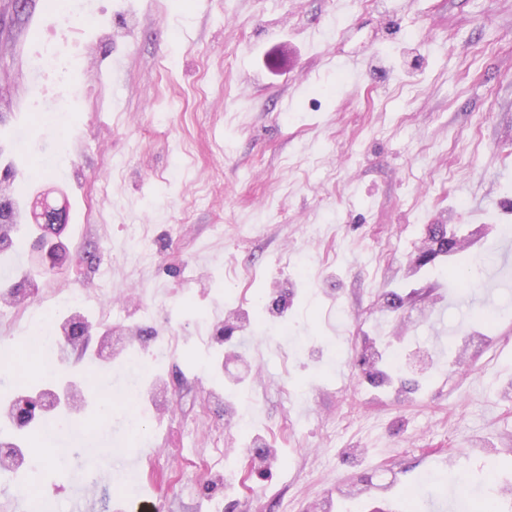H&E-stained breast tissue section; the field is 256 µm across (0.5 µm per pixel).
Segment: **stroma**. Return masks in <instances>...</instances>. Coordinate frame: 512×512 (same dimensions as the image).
Wrapping results in <instances>:
<instances>
[{"label": "stroma", "instance_id": "obj_1", "mask_svg": "<svg viewBox=\"0 0 512 512\" xmlns=\"http://www.w3.org/2000/svg\"><path fill=\"white\" fill-rule=\"evenodd\" d=\"M42 41L100 54L71 68L80 97L41 79L35 111L22 84ZM23 178L24 219L50 191L70 221L38 282L48 304L0 356L70 316L91 326L49 380L16 382L84 398L68 416L84 446L56 440L32 486L59 512L86 484L91 512H512V0H0V188ZM132 224L156 241L150 265L130 259ZM432 224L485 259L479 277L444 257L413 270ZM107 265L112 296L86 308ZM123 327L176 331L178 349L134 365L110 351ZM378 352L396 370L382 387L360 363ZM102 381L129 401L104 412ZM205 415L226 423L223 452ZM177 456L219 487L175 476ZM132 461L146 477L124 500L105 476Z\"/></svg>", "mask_w": 512, "mask_h": 512}]
</instances>
